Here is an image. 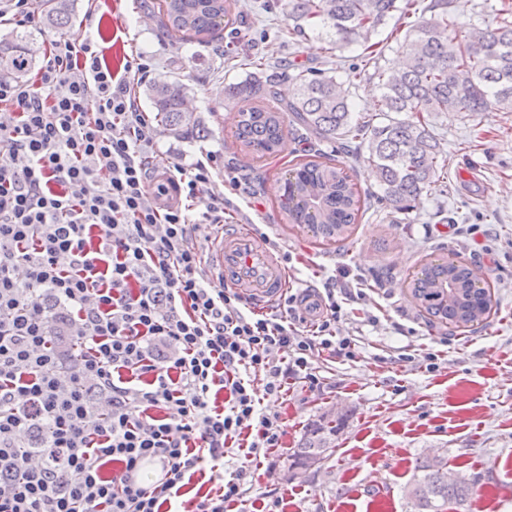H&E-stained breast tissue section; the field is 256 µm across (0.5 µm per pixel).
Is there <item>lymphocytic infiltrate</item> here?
Masks as SVG:
<instances>
[{
  "instance_id": "obj_1",
  "label": "lymphocytic infiltrate",
  "mask_w": 512,
  "mask_h": 512,
  "mask_svg": "<svg viewBox=\"0 0 512 512\" xmlns=\"http://www.w3.org/2000/svg\"><path fill=\"white\" fill-rule=\"evenodd\" d=\"M148 73L118 74L79 33L52 40L34 78L0 80V512H163L231 442L281 447L258 392L318 387L315 354L355 356L335 277L312 324L295 294L263 314L214 284L190 236L197 217L224 221L217 156L166 159L152 183L133 93ZM150 462L162 476L146 483ZM246 479L181 512H227Z\"/></svg>"
}]
</instances>
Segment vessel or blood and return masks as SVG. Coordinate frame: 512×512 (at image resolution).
<instances>
[{"instance_id":"b4317fda","label":"vessel or blood","mask_w":512,"mask_h":512,"mask_svg":"<svg viewBox=\"0 0 512 512\" xmlns=\"http://www.w3.org/2000/svg\"><path fill=\"white\" fill-rule=\"evenodd\" d=\"M206 252L224 287L265 311L287 292L290 281L281 260L252 227L235 225L209 238Z\"/></svg>"}]
</instances>
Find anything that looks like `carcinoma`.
Segmentation results:
<instances>
[{
	"label": "carcinoma",
	"mask_w": 512,
	"mask_h": 512,
	"mask_svg": "<svg viewBox=\"0 0 512 512\" xmlns=\"http://www.w3.org/2000/svg\"><path fill=\"white\" fill-rule=\"evenodd\" d=\"M50 26L59 32L73 24L70 0H45ZM234 0H162V24L173 39L192 36L207 41L223 30ZM451 0H288L291 35L318 24L333 49L360 46L369 63L379 54L371 42L379 26L398 11L416 20L394 29V66L376 68L381 121L357 118L353 92L361 69L349 70L347 80L306 69L291 77L292 95L282 98L275 79L244 81L229 88L237 100L263 96L271 105L239 112L235 137L259 157L278 155L285 119L317 139L353 153L377 175L378 204L392 213L412 210L440 182V143L431 117L436 112H512V17L504 13L494 24L459 25ZM39 48L26 38L0 40V78L25 77ZM149 96L158 118L181 132L200 126L186 107L187 88L179 82H158ZM281 206L291 223L304 224L322 242L341 244L360 209L357 184L330 158L308 160L286 171ZM493 285L478 271L458 261L430 262L411 284V297L426 319L464 331L487 320L494 308ZM342 422L326 419L314 425L292 454L293 465L318 462L332 452ZM470 482L448 481L441 459L414 467L407 495L414 512H442L448 502L468 510Z\"/></svg>",
	"instance_id": "1"
}]
</instances>
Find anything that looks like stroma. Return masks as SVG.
Here are the masks:
<instances>
[{"instance_id":"stroma-1","label":"stroma","mask_w":512,"mask_h":512,"mask_svg":"<svg viewBox=\"0 0 512 512\" xmlns=\"http://www.w3.org/2000/svg\"><path fill=\"white\" fill-rule=\"evenodd\" d=\"M158 3L100 0L98 10L113 64L144 55L150 81L188 88L202 133L176 135L154 121V143L187 164L214 152L238 184L225 194L240 211L225 224L250 225L290 250L303 287L321 288L339 266L350 273L345 287L364 285L339 324L341 335L357 341L355 358H313L318 388L298 382L287 399L265 397V413L283 422L284 446L251 472L231 512H412L405 489L415 464L429 457L473 480L470 512H512V113H439L434 131L450 159L442 186L406 214L391 216L368 202L342 245L323 246L290 222L279 201L290 161L330 153L331 144L289 126L277 156L260 158L241 146L234 131L242 103L227 90L254 70L227 55L268 57L286 94L290 76L303 69L345 80L359 47L329 54L316 31L289 34L288 0H237L235 23L210 43L174 42ZM454 256L496 286L495 315L466 332L427 323L409 294L423 263ZM442 340L448 354L433 369L393 359L408 343L435 352ZM325 417L344 421L333 453L316 467L291 468L294 448Z\"/></svg>"}]
</instances>
